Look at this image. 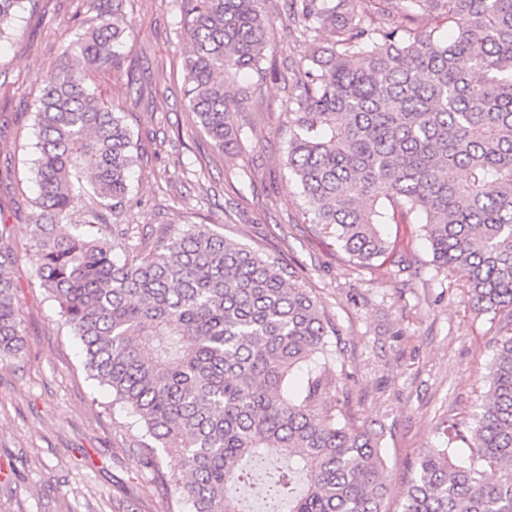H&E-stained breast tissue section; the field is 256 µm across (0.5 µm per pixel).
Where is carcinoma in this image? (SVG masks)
<instances>
[{
  "instance_id": "carcinoma-1",
  "label": "carcinoma",
  "mask_w": 512,
  "mask_h": 512,
  "mask_svg": "<svg viewBox=\"0 0 512 512\" xmlns=\"http://www.w3.org/2000/svg\"><path fill=\"white\" fill-rule=\"evenodd\" d=\"M128 0H105L61 53L31 106L38 129L31 250L40 286L83 345L85 367L130 410L134 451L193 512H386L376 436L336 425L326 373L288 396L293 370L329 358L336 328L289 265L206 224L167 227L119 263L135 163L124 117L85 86L113 65ZM263 0H180L192 46L184 96L220 150L240 140L226 80L261 67L273 21ZM24 0H0V37ZM287 0L304 45L291 69L285 165L310 223L363 265L393 249L381 231L415 219L433 262L465 278L469 304L512 323V0ZM429 14L431 26H419ZM83 209L74 232L58 228ZM0 356L22 353L1 243ZM480 412L455 437L493 477L420 454L401 512H512V336L497 342ZM179 469L164 471L163 457Z\"/></svg>"
}]
</instances>
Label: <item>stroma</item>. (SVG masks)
<instances>
[{
    "label": "stroma",
    "mask_w": 512,
    "mask_h": 512,
    "mask_svg": "<svg viewBox=\"0 0 512 512\" xmlns=\"http://www.w3.org/2000/svg\"><path fill=\"white\" fill-rule=\"evenodd\" d=\"M97 0H27L0 41V223L16 253L21 355L0 360V512H190L164 495L133 450L135 417L84 367V353L37 277L31 251L36 130L30 106ZM259 91L235 105L239 151L222 152L186 108L182 64L190 44L177 0H130L117 67L86 83L124 113L138 146L132 202L120 217L138 250L169 224H206L225 238L280 257L322 304L336 334L325 399L338 425L376 433L391 494L424 451L444 446V425L477 413L495 341L507 330L473 310L464 278L432 261L417 224H386L395 249L363 266L304 216L288 150V67L302 50L288 35L284 0Z\"/></svg>",
    "instance_id": "1"
}]
</instances>
